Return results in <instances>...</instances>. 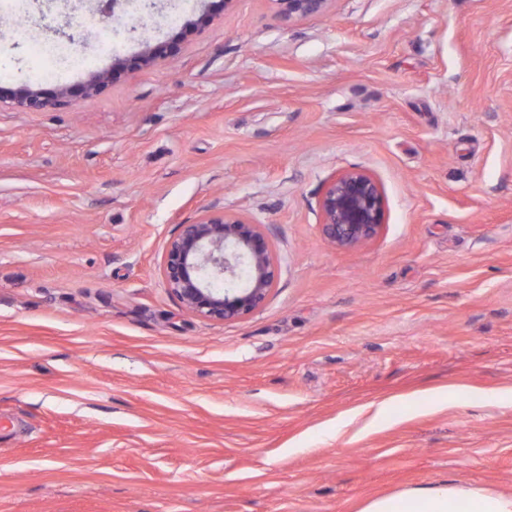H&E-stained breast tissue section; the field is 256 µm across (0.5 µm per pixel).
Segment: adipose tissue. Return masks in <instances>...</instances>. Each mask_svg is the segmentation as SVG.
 <instances>
[{
	"label": "adipose tissue",
	"mask_w": 512,
	"mask_h": 512,
	"mask_svg": "<svg viewBox=\"0 0 512 512\" xmlns=\"http://www.w3.org/2000/svg\"><path fill=\"white\" fill-rule=\"evenodd\" d=\"M360 512H512V495L453 482L373 498L365 502Z\"/></svg>",
	"instance_id": "obj_1"
}]
</instances>
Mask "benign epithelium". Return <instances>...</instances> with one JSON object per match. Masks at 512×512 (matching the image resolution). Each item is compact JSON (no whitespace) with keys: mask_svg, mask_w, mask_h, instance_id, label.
Instances as JSON below:
<instances>
[{"mask_svg":"<svg viewBox=\"0 0 512 512\" xmlns=\"http://www.w3.org/2000/svg\"><path fill=\"white\" fill-rule=\"evenodd\" d=\"M288 19L322 12L328 0H276ZM176 45L151 47L130 59L117 58L112 67L87 82L52 91L26 85L0 86V103L22 111H40L77 97L96 96L130 70L172 58ZM322 232L339 250H356L376 239L384 226V193L370 173L352 168L334 176L319 203ZM161 276L167 291L190 313L209 321L244 318L263 306L276 281L273 247L255 224L242 216L206 211L181 224L167 242Z\"/></svg>","mask_w":512,"mask_h":512,"instance_id":"1","label":"benign epithelium"}]
</instances>
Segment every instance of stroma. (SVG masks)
<instances>
[{"instance_id": "35a3bbf8", "label": "stroma", "mask_w": 512, "mask_h": 512, "mask_svg": "<svg viewBox=\"0 0 512 512\" xmlns=\"http://www.w3.org/2000/svg\"><path fill=\"white\" fill-rule=\"evenodd\" d=\"M43 0L0 26V512H359L460 481L512 495V0ZM382 184L385 228L335 250L330 178ZM260 224L277 280L241 320L160 267L206 210ZM281 15L288 19L321 13L329 0H275ZM177 53L178 48L174 44L156 45L130 59H114L110 69L95 74L83 84L59 87L52 91L33 89L26 85L17 87L0 86V103L9 102L22 111H40L47 107L66 105L77 97H91L101 94L127 71L150 67L157 58H172Z\"/></svg>"}]
</instances>
